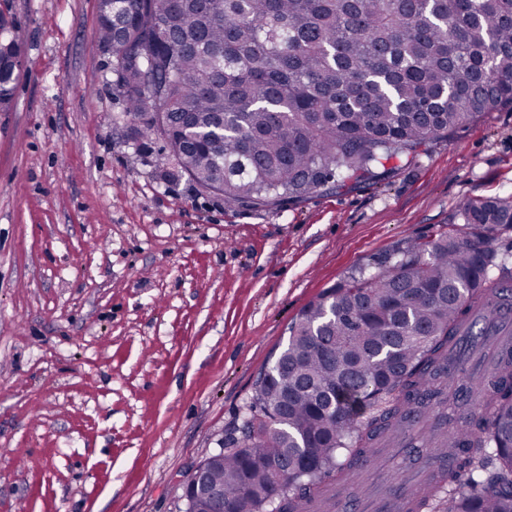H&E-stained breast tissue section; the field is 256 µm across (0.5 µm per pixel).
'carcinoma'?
<instances>
[{
  "label": "carcinoma",
  "instance_id": "cac0c4a2",
  "mask_svg": "<svg viewBox=\"0 0 512 512\" xmlns=\"http://www.w3.org/2000/svg\"><path fill=\"white\" fill-rule=\"evenodd\" d=\"M112 47L115 120L164 142L177 168L224 205L272 207L449 140L512 109V0H99ZM21 43L0 18V107ZM512 201H466L378 272L325 291L258 380L241 436L224 438L208 484L229 512H332L336 482L380 434L406 425L414 393H438L448 343L512 288L492 235ZM496 269L499 275L490 277ZM491 422L419 509L512 512V356L494 363ZM485 472L476 492L464 490Z\"/></svg>",
  "mask_w": 512,
  "mask_h": 512
}]
</instances>
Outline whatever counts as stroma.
<instances>
[{
	"instance_id": "1",
	"label": "stroma",
	"mask_w": 512,
	"mask_h": 512,
	"mask_svg": "<svg viewBox=\"0 0 512 512\" xmlns=\"http://www.w3.org/2000/svg\"><path fill=\"white\" fill-rule=\"evenodd\" d=\"M24 50L0 111V512H184L301 312L426 238L469 199H512V111L390 177L228 208L161 173L108 82L97 0H0ZM337 494L404 461L376 445ZM216 458H218V455H212L209 458L201 460L188 476L184 484V500L186 501V510L190 508L191 499L194 493H196L198 488L201 487V477L205 474V471L209 466L210 462ZM209 510H211L209 500L206 497L201 496L194 503L193 508L190 511L186 512H209Z\"/></svg>"
}]
</instances>
